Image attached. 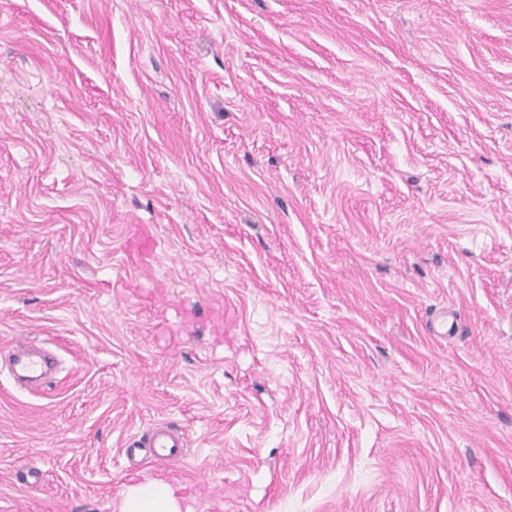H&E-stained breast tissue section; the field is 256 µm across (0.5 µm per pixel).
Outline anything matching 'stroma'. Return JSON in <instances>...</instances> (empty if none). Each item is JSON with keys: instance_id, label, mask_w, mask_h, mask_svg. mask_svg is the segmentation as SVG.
Here are the masks:
<instances>
[{"instance_id": "stroma-1", "label": "stroma", "mask_w": 512, "mask_h": 512, "mask_svg": "<svg viewBox=\"0 0 512 512\" xmlns=\"http://www.w3.org/2000/svg\"><path fill=\"white\" fill-rule=\"evenodd\" d=\"M28 343L0 512H512V0H0ZM9 372L17 383L33 380L44 382L53 372L49 357L30 344L9 349ZM142 450L161 460L182 461L188 454V441L183 434L172 431L168 423L156 422L142 436L131 438L122 448V456L130 460ZM119 512H181V501L163 483H142L128 488Z\"/></svg>"}]
</instances>
